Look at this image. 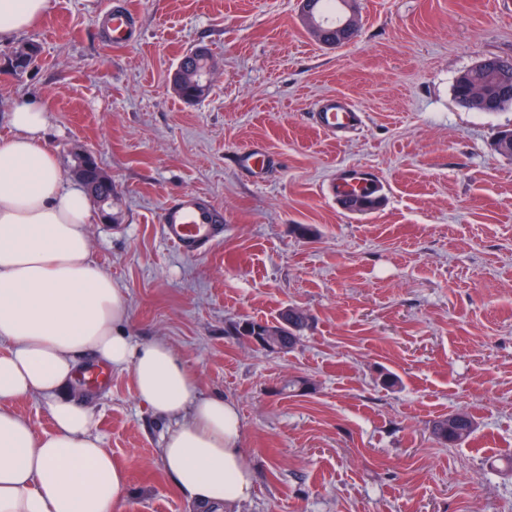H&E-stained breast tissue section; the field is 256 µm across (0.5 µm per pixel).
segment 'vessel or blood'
Returning a JSON list of instances; mask_svg holds the SVG:
<instances>
[{
	"mask_svg": "<svg viewBox=\"0 0 512 512\" xmlns=\"http://www.w3.org/2000/svg\"><path fill=\"white\" fill-rule=\"evenodd\" d=\"M112 40L117 44L129 42L134 36L133 19L122 6H115L110 15ZM320 124L329 134L360 122L361 115L346 100L331 97L319 106ZM241 170L255 176L264 175L274 159L264 148L251 147L236 155ZM377 187L375 176L364 168L349 170L336 187V200L346 205L352 196ZM224 212L199 195L188 192L170 199L163 211L160 232L162 237L184 253L195 254L211 246L224 234Z\"/></svg>",
	"mask_w": 512,
	"mask_h": 512,
	"instance_id": "1",
	"label": "vessel or blood"
}]
</instances>
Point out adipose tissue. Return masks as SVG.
<instances>
[{"instance_id":"ef3b65f1","label":"adipose tissue","mask_w":512,"mask_h":512,"mask_svg":"<svg viewBox=\"0 0 512 512\" xmlns=\"http://www.w3.org/2000/svg\"><path fill=\"white\" fill-rule=\"evenodd\" d=\"M50 0H0V42L44 19ZM0 139V512H121L129 478L79 397L78 364L130 370L138 400L168 423L158 450L192 512H237L255 465L237 405L207 396L165 340L137 341L127 298L93 257L86 191L66 184L44 135L47 110L15 102ZM43 404L36 432L15 409Z\"/></svg>"}]
</instances>
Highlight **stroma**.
Returning <instances> with one entry per match:
<instances>
[{"label":"stroma","instance_id":"1","mask_svg":"<svg viewBox=\"0 0 512 512\" xmlns=\"http://www.w3.org/2000/svg\"><path fill=\"white\" fill-rule=\"evenodd\" d=\"M51 2L17 39L40 47L27 71L0 51V139L33 96L63 175L77 145L111 175L93 258L124 288L134 337L168 341L202 393L237 404L256 469L240 512H512V472L486 463L512 454V157L493 148L512 109L453 92L479 58L512 60V0H343L358 31L342 46L312 35L300 0H125L136 32L122 45L100 32L105 0ZM198 48L215 67L188 103L170 75ZM330 96L361 126L319 131ZM254 145L276 160L261 180L235 162ZM353 165L376 174L372 209L336 202ZM185 192L224 211L223 239L195 255L159 231ZM288 307L310 317L288 352L233 329ZM111 378L82 400L129 474L123 512H189L157 456L166 422L129 371ZM289 378L302 395H280ZM459 410L472 438L439 443L433 421Z\"/></svg>","mask_w":512,"mask_h":512}]
</instances>
